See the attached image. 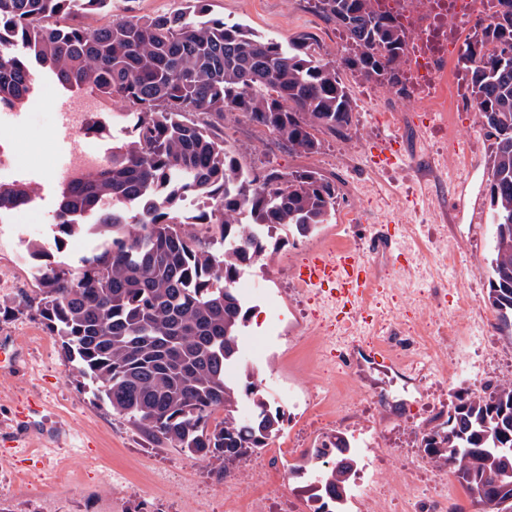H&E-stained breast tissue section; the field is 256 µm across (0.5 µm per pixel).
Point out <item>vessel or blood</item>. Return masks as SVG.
I'll list each match as a JSON object with an SVG mask.
<instances>
[{
    "label": "vessel or blood",
    "instance_id": "vessel-or-blood-1",
    "mask_svg": "<svg viewBox=\"0 0 512 512\" xmlns=\"http://www.w3.org/2000/svg\"><path fill=\"white\" fill-rule=\"evenodd\" d=\"M370 279L361 253L347 248L318 252L298 270L301 285L315 292L328 313L344 320L363 310Z\"/></svg>",
    "mask_w": 512,
    "mask_h": 512
}]
</instances>
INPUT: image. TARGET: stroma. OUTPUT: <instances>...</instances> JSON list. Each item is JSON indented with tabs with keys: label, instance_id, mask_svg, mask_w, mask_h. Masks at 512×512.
I'll list each match as a JSON object with an SVG mask.
<instances>
[{
	"label": "stroma",
	"instance_id": "stroma-1",
	"mask_svg": "<svg viewBox=\"0 0 512 512\" xmlns=\"http://www.w3.org/2000/svg\"><path fill=\"white\" fill-rule=\"evenodd\" d=\"M184 0H112L110 11L84 23L171 11ZM211 15L286 43L305 36L322 52L340 55L345 36L307 0H209ZM461 48L449 55L448 109L413 104L409 93L361 78L347 69L356 121L347 136L319 131L317 153L291 152L263 127L225 117L221 130L245 169L314 170L335 182L332 223L305 237L277 235L269 257L251 271L243 359L285 412L280 434L251 461L288 479L292 512H312L289 466L320 438L344 432L359 460L357 484L378 476L396 481L404 451L447 419L456 397L512 377V336L494 327L488 302L487 222L491 142L480 124ZM69 94L40 77L21 107L0 108V137L12 144L23 181L33 190L26 208L0 222V512H221L225 494H237L236 474L220 464L156 443L113 413L85 386L57 337L35 317L39 282L27 241L51 235L58 207L57 152L62 142L58 104ZM104 125L71 137L83 149L111 154L135 136L137 113L101 99ZM395 138L403 165L369 163V149ZM355 223H347V215ZM394 222L399 249L369 251L377 226ZM346 246L371 268L369 317L350 335L332 334V319L316 296L294 291L286 275L314 253ZM482 325L485 341L470 342L467 324ZM425 328L440 350L433 378L400 393L385 340ZM66 474L55 487L49 474Z\"/></svg>",
	"mask_w": 512,
	"mask_h": 512
}]
</instances>
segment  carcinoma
<instances>
[{
  "label": "carcinoma",
  "mask_w": 512,
  "mask_h": 512,
  "mask_svg": "<svg viewBox=\"0 0 512 512\" xmlns=\"http://www.w3.org/2000/svg\"><path fill=\"white\" fill-rule=\"evenodd\" d=\"M112 0H0V107L27 100L38 63L66 90L89 88L138 111L133 141L108 164L61 189L56 233L90 234L98 249L73 268L38 266L36 316L94 394L160 444L223 464V473L266 448L285 413L241 358L250 308L240 273L266 260L270 231L302 237L336 214V185L316 171L250 173L217 132L238 115L290 151L320 149L314 131L342 133L355 112L343 67L367 81L402 84L410 33L372 0H311L345 35L328 58L313 38L284 47L207 13V0L92 27L79 17ZM479 20L461 57L491 153L488 301L496 330L512 335V0ZM187 197L201 200L184 210ZM19 181L0 184V210L29 200ZM205 224L218 237L186 230ZM266 229L251 233V226ZM228 241L236 242L232 250ZM251 413L239 415L241 400ZM224 419L211 421L215 412ZM342 432L323 437L291 472L309 478L314 512H347L358 460ZM439 471L452 474L481 512H512V379L465 392L421 437Z\"/></svg>",
  "instance_id": "cac0c4a2"
}]
</instances>
